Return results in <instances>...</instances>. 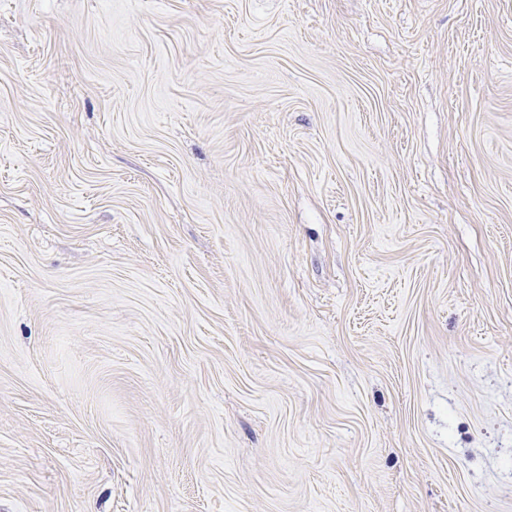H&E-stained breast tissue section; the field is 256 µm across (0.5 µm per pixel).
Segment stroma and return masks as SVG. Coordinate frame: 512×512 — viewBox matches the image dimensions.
Here are the masks:
<instances>
[{
	"instance_id": "1",
	"label": "stroma",
	"mask_w": 512,
	"mask_h": 512,
	"mask_svg": "<svg viewBox=\"0 0 512 512\" xmlns=\"http://www.w3.org/2000/svg\"><path fill=\"white\" fill-rule=\"evenodd\" d=\"M0 512H512V0H0Z\"/></svg>"
}]
</instances>
